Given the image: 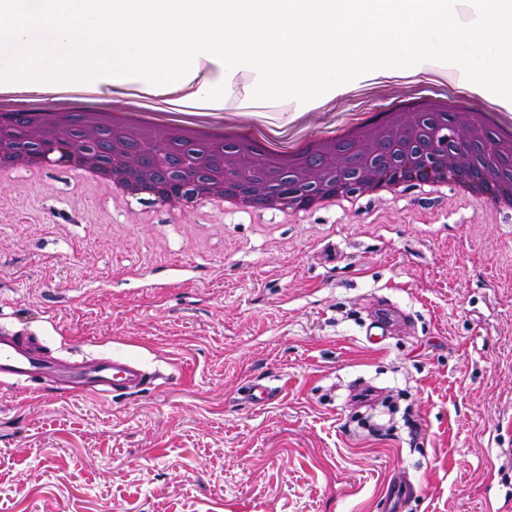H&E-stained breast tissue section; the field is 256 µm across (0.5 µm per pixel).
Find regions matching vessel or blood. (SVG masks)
Returning a JSON list of instances; mask_svg holds the SVG:
<instances>
[{
  "instance_id": "b4317fda",
  "label": "vessel or blood",
  "mask_w": 512,
  "mask_h": 512,
  "mask_svg": "<svg viewBox=\"0 0 512 512\" xmlns=\"http://www.w3.org/2000/svg\"><path fill=\"white\" fill-rule=\"evenodd\" d=\"M405 314L387 303L375 306L371 314L372 327L389 330ZM15 379L17 385L42 382L54 389H66L95 398L119 392L142 390L149 380L141 366L122 356L100 357L65 366L47 356L38 336L32 333H0V376ZM276 397L274 387L255 379L247 387L245 398L253 407L261 408ZM414 493L405 479L391 481L382 497L384 512H405Z\"/></svg>"
}]
</instances>
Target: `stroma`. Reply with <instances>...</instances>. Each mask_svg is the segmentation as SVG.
Segmentation results:
<instances>
[{
	"mask_svg": "<svg viewBox=\"0 0 512 512\" xmlns=\"http://www.w3.org/2000/svg\"><path fill=\"white\" fill-rule=\"evenodd\" d=\"M219 115L296 138L410 100L338 96L295 117L251 71ZM113 205L66 166L0 177V330L54 355L115 354L157 377L105 399L0 384V512H512V213L474 195L368 196L287 219ZM404 326L366 336L372 300ZM278 386L263 410L249 380ZM400 406L361 429L350 391ZM414 488L410 481L406 479H396L391 481L382 497L383 511L385 512H405L410 498L413 496Z\"/></svg>",
	"mask_w": 512,
	"mask_h": 512,
	"instance_id": "obj_1",
	"label": "stroma"
}]
</instances>
